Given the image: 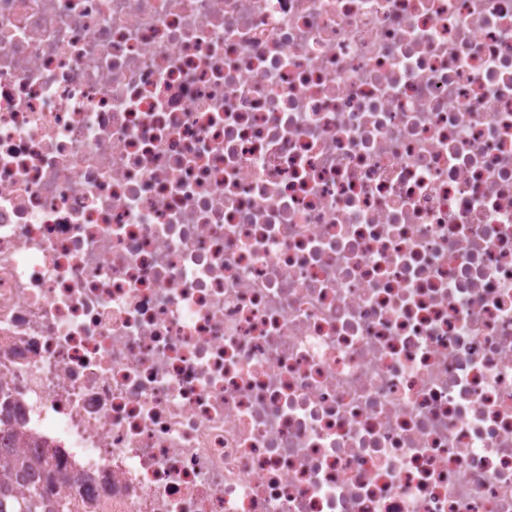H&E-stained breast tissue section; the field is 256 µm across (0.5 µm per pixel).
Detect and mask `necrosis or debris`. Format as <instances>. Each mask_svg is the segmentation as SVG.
Listing matches in <instances>:
<instances>
[{
  "mask_svg": "<svg viewBox=\"0 0 512 512\" xmlns=\"http://www.w3.org/2000/svg\"><path fill=\"white\" fill-rule=\"evenodd\" d=\"M0 412L74 512H512V0H0Z\"/></svg>",
  "mask_w": 512,
  "mask_h": 512,
  "instance_id": "1",
  "label": "necrosis or debris"
}]
</instances>
